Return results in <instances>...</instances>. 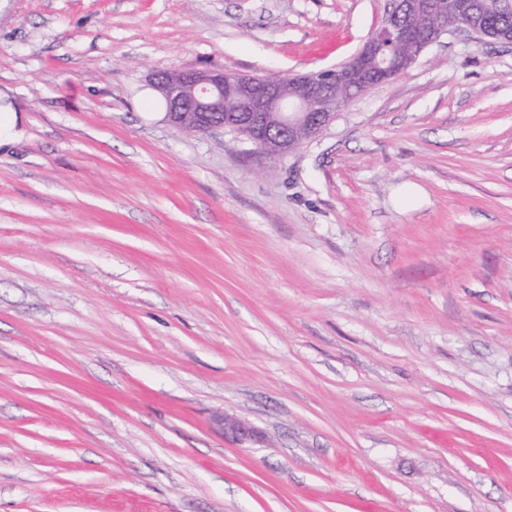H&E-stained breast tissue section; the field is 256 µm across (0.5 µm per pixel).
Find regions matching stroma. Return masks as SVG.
I'll use <instances>...</instances> for the list:
<instances>
[{"label": "stroma", "mask_w": 512, "mask_h": 512, "mask_svg": "<svg viewBox=\"0 0 512 512\" xmlns=\"http://www.w3.org/2000/svg\"><path fill=\"white\" fill-rule=\"evenodd\" d=\"M387 6L0 0V512H512V46L442 35L275 159L146 105ZM6 95L0 92V149H7L24 134L22 116ZM219 423L224 430V435L231 437L237 442H258L261 439L258 433L246 421L239 418L225 414L219 419Z\"/></svg>", "instance_id": "35a3bbf8"}]
</instances>
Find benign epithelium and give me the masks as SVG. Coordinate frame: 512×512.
<instances>
[{
	"instance_id": "7a95c632",
	"label": "benign epithelium",
	"mask_w": 512,
	"mask_h": 512,
	"mask_svg": "<svg viewBox=\"0 0 512 512\" xmlns=\"http://www.w3.org/2000/svg\"><path fill=\"white\" fill-rule=\"evenodd\" d=\"M512 0H389L383 24L340 67L285 80L237 76L222 70L155 72L149 85L166 102L171 125L188 132L237 131L266 157L288 154L319 134L336 113L374 86L408 71L452 29L476 41L512 45ZM224 435L237 442L260 441L244 420L219 419Z\"/></svg>"
}]
</instances>
